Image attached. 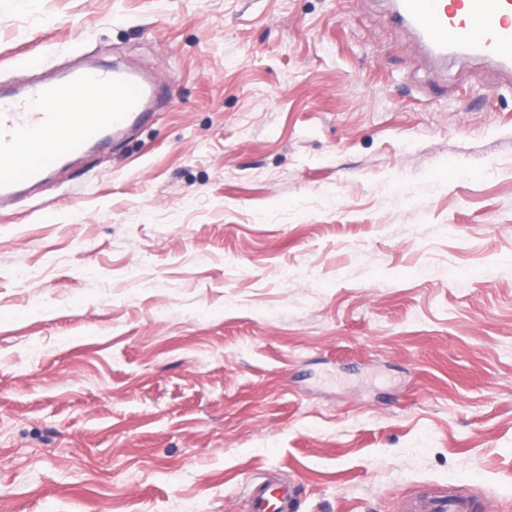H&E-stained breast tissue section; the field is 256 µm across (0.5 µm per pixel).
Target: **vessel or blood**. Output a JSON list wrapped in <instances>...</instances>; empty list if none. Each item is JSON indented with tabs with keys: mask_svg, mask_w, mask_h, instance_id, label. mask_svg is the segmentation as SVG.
Listing matches in <instances>:
<instances>
[{
	"mask_svg": "<svg viewBox=\"0 0 512 512\" xmlns=\"http://www.w3.org/2000/svg\"><path fill=\"white\" fill-rule=\"evenodd\" d=\"M394 14L435 53L473 54L512 72V0H395ZM156 86L120 67L94 66L0 91V200L41 183L66 159L149 121ZM104 102L102 112L74 104ZM298 490L273 476L253 482L248 512H293ZM469 500L434 498L410 512H472Z\"/></svg>",
	"mask_w": 512,
	"mask_h": 512,
	"instance_id": "vessel-or-blood-1",
	"label": "vessel or blood"
}]
</instances>
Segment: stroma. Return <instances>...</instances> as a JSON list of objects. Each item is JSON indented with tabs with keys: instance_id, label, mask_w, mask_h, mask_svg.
Wrapping results in <instances>:
<instances>
[{
	"instance_id": "obj_1",
	"label": "stroma",
	"mask_w": 512,
	"mask_h": 512,
	"mask_svg": "<svg viewBox=\"0 0 512 512\" xmlns=\"http://www.w3.org/2000/svg\"><path fill=\"white\" fill-rule=\"evenodd\" d=\"M84 63L162 103L0 206V512H512V76L389 0H0L1 85ZM261 478L250 486L248 512H294L298 494L295 484L268 474ZM473 506L469 500L459 497L434 498L423 503L404 508L410 512H472Z\"/></svg>"
}]
</instances>
